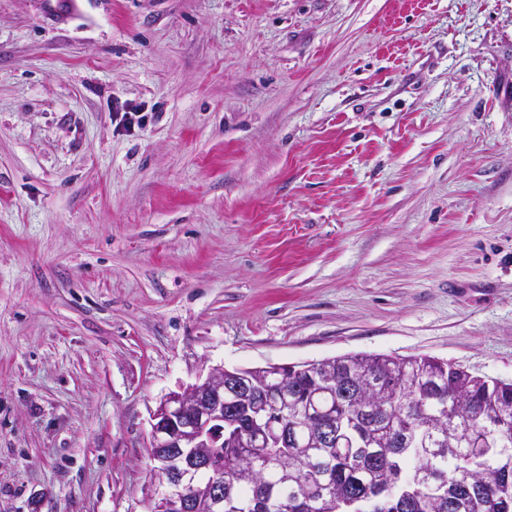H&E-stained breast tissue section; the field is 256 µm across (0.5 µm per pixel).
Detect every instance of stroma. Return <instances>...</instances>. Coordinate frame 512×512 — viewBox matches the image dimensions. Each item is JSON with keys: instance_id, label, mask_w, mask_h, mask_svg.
<instances>
[{"instance_id": "stroma-1", "label": "stroma", "mask_w": 512, "mask_h": 512, "mask_svg": "<svg viewBox=\"0 0 512 512\" xmlns=\"http://www.w3.org/2000/svg\"><path fill=\"white\" fill-rule=\"evenodd\" d=\"M66 7L0 0V512H149L218 366L512 382V0Z\"/></svg>"}]
</instances>
